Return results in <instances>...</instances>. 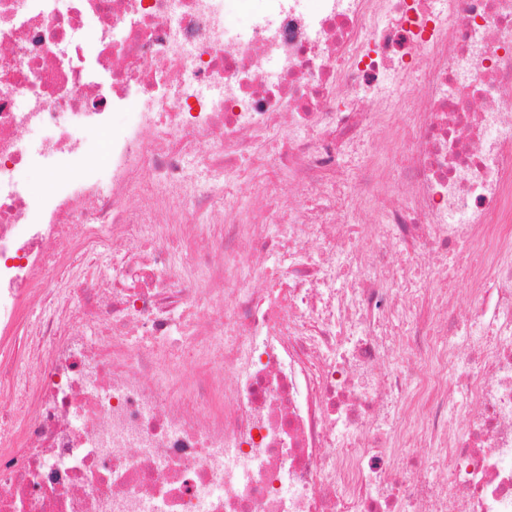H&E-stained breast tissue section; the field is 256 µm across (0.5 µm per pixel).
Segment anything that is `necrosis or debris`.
I'll list each match as a JSON object with an SVG mask.
<instances>
[{"label": "necrosis or debris", "mask_w": 512, "mask_h": 512, "mask_svg": "<svg viewBox=\"0 0 512 512\" xmlns=\"http://www.w3.org/2000/svg\"><path fill=\"white\" fill-rule=\"evenodd\" d=\"M0 390V512H512V0H0ZM464 278V269L450 262L448 264V280L445 286L448 288V291L453 292L460 299L457 307V316L460 321L467 319V301L462 292V288H464Z\"/></svg>", "instance_id": "obj_1"}]
</instances>
